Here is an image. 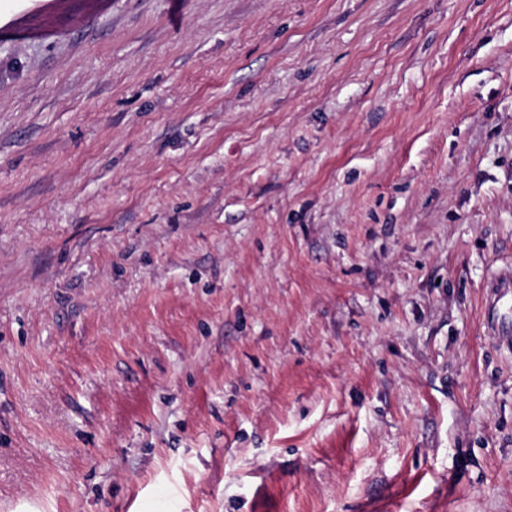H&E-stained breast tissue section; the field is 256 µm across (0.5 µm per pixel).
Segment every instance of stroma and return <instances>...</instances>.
<instances>
[{"instance_id":"35a3bbf8","label":"stroma","mask_w":512,"mask_h":512,"mask_svg":"<svg viewBox=\"0 0 512 512\" xmlns=\"http://www.w3.org/2000/svg\"><path fill=\"white\" fill-rule=\"evenodd\" d=\"M512 0H0V512H512ZM489 295L487 298V306L489 311L497 309L502 302L509 298L512 294V272L496 274L487 285Z\"/></svg>"}]
</instances>
